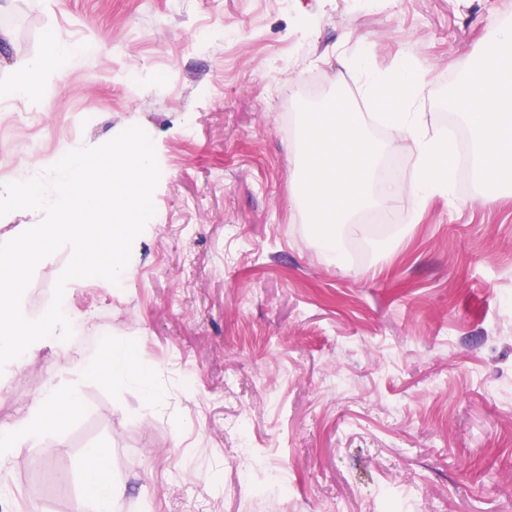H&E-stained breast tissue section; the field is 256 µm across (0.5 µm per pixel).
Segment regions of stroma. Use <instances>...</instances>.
Returning <instances> with one entry per match:
<instances>
[{
	"mask_svg": "<svg viewBox=\"0 0 512 512\" xmlns=\"http://www.w3.org/2000/svg\"><path fill=\"white\" fill-rule=\"evenodd\" d=\"M493 22L512 0H0V80L48 35L101 43L37 105L0 101V176L133 125L161 170L133 274L72 284L86 348L30 351L0 425L107 338L158 401L83 380L62 439L0 467V512H75L96 446L110 512H512V185L418 212L414 156L386 154L401 189L341 267L291 206L300 108L364 106L348 61L418 62L440 130ZM81 470L90 488L84 499L93 507L91 512L109 511L110 503L119 498L124 489L108 466V448L85 449Z\"/></svg>",
	"mask_w": 512,
	"mask_h": 512,
	"instance_id": "stroma-1",
	"label": "stroma"
}]
</instances>
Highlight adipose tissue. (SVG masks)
<instances>
[{
  "instance_id": "adipose-tissue-1",
  "label": "adipose tissue",
  "mask_w": 512,
  "mask_h": 512,
  "mask_svg": "<svg viewBox=\"0 0 512 512\" xmlns=\"http://www.w3.org/2000/svg\"><path fill=\"white\" fill-rule=\"evenodd\" d=\"M504 47H512V26L496 27L489 49L464 73L451 98L452 110L460 114L471 135L474 174L489 188L498 187L512 174V65L501 59ZM95 53L94 45L73 46L49 36L39 57L22 66L16 78L0 82V100L39 102L70 70ZM76 372L104 382L128 380L140 387L148 401L157 399L149 371L119 341H106L98 358L79 361ZM79 410L74 388L64 382L48 386L27 404L19 419L0 427V463L19 445L62 435ZM81 470L89 487L86 503L93 512H108L123 487L108 466L107 449H85Z\"/></svg>"
}]
</instances>
